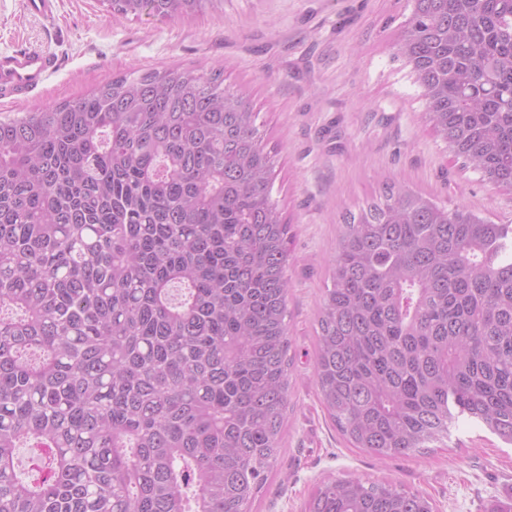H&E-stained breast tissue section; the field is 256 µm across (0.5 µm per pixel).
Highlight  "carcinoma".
<instances>
[{
  "instance_id": "carcinoma-1",
  "label": "carcinoma",
  "mask_w": 512,
  "mask_h": 512,
  "mask_svg": "<svg viewBox=\"0 0 512 512\" xmlns=\"http://www.w3.org/2000/svg\"><path fill=\"white\" fill-rule=\"evenodd\" d=\"M173 17L222 0H104ZM396 43L462 166L512 190V0H411ZM247 96L149 70L0 119V512H251L289 404V226ZM314 377L379 457L512 445V225L385 186L350 215ZM47 449L17 475L16 449ZM307 512H434L327 480Z\"/></svg>"
}]
</instances>
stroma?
<instances>
[{
	"instance_id": "obj_1",
	"label": "stroma",
	"mask_w": 512,
	"mask_h": 512,
	"mask_svg": "<svg viewBox=\"0 0 512 512\" xmlns=\"http://www.w3.org/2000/svg\"><path fill=\"white\" fill-rule=\"evenodd\" d=\"M411 0H223L171 18L106 12L101 0H57L53 21L0 0V50H51L58 65L32 98L0 113L78 99L116 74L165 66L222 70L246 92L276 153L272 198L290 226L288 333L294 365L280 456L252 512H304L326 477L390 483L436 512H512V446L460 421L446 445L377 458L338 434L313 377L319 307L341 224L396 183L496 224L512 192L462 168L435 136L421 90L394 43Z\"/></svg>"
}]
</instances>
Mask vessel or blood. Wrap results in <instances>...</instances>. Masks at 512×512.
<instances>
[{"label": "vessel or blood", "instance_id": "1", "mask_svg": "<svg viewBox=\"0 0 512 512\" xmlns=\"http://www.w3.org/2000/svg\"><path fill=\"white\" fill-rule=\"evenodd\" d=\"M57 65L49 51L18 46L0 51V91L25 97L49 77Z\"/></svg>", "mask_w": 512, "mask_h": 512}]
</instances>
